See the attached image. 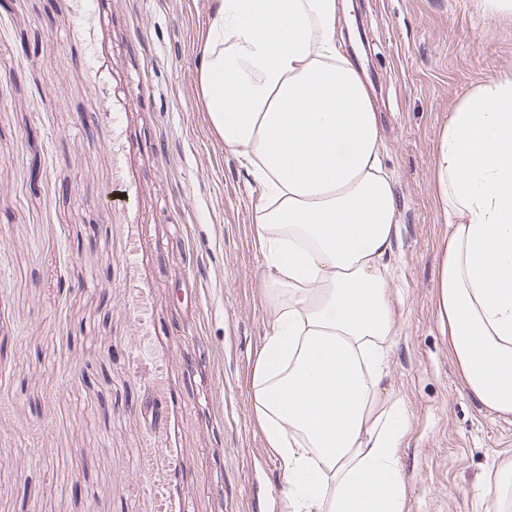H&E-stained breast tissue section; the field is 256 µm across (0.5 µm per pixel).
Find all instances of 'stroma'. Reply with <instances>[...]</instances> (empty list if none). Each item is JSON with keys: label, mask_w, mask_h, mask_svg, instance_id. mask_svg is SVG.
<instances>
[{"label": "stroma", "mask_w": 512, "mask_h": 512, "mask_svg": "<svg viewBox=\"0 0 512 512\" xmlns=\"http://www.w3.org/2000/svg\"><path fill=\"white\" fill-rule=\"evenodd\" d=\"M213 3L0 0V512H292L250 391L262 187L198 98ZM346 3L398 201L406 512H499L512 421L465 391L441 329L432 165L459 98L512 75V14Z\"/></svg>", "instance_id": "stroma-1"}]
</instances>
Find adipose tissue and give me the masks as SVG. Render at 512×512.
I'll return each mask as SVG.
<instances>
[{
  "instance_id": "ef3b65f1",
  "label": "adipose tissue",
  "mask_w": 512,
  "mask_h": 512,
  "mask_svg": "<svg viewBox=\"0 0 512 512\" xmlns=\"http://www.w3.org/2000/svg\"><path fill=\"white\" fill-rule=\"evenodd\" d=\"M338 0H216L202 106L265 194L253 207L271 333L254 417L294 512H405L407 406L388 384L403 302L378 115L338 49ZM435 302L466 390L512 417V76L462 96L438 138Z\"/></svg>"
}]
</instances>
